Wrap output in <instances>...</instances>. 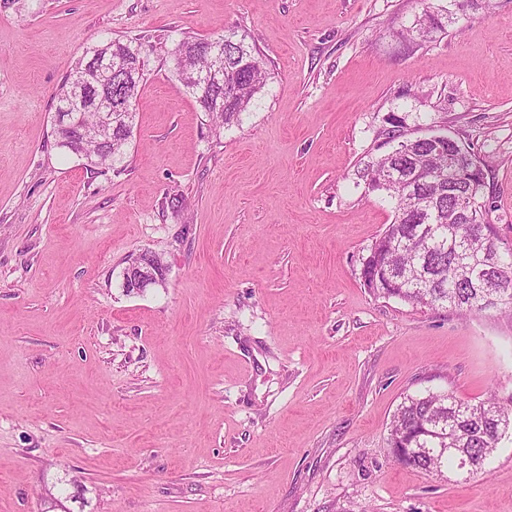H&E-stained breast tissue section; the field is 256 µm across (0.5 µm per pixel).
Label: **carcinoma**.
I'll return each instance as SVG.
<instances>
[{"mask_svg": "<svg viewBox=\"0 0 512 512\" xmlns=\"http://www.w3.org/2000/svg\"><path fill=\"white\" fill-rule=\"evenodd\" d=\"M435 28V19L427 14L401 29L400 36L411 43L428 38ZM216 39L224 43L223 82L187 83L188 73L208 66L207 48ZM105 52L134 64L123 90L131 106H136L148 72L146 52L134 39L108 38L92 48L91 56L80 61L74 74L59 86L56 112L67 119L55 124L53 133L60 148L91 157L94 166L110 168L124 159L128 140L121 137L123 129L113 132L110 144L78 136L79 128L94 126L99 120V110L81 109L77 99L86 97L97 84V61ZM170 57L178 80L216 130L240 124L241 116L250 111L270 79L259 52L232 30L213 39L185 37L170 50ZM386 123L389 128L383 144L390 150L365 162L360 174L365 183L381 187V194L392 205L393 222L371 246L365 267L382 266L395 285L388 288L382 283L372 292L429 309L450 308L461 315L488 310L484 301L491 297L496 299L493 308L511 312L512 287L486 288L462 273V266L495 252L498 271L492 272V277L512 282V247L500 246L494 226L484 218L485 173L467 174L474 154L445 134L406 137L405 118L395 114L389 115ZM400 165L415 174L413 186L391 177V171ZM450 179L455 180L453 193L478 205L467 224L452 219L456 202L448 196ZM510 430L512 412L502 407L493 393L478 404L448 392L408 395L390 423L391 454L396 462L425 473L441 475L453 468L460 475V456L487 461Z\"/></svg>", "mask_w": 512, "mask_h": 512, "instance_id": "1", "label": "carcinoma"}]
</instances>
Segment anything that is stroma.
I'll list each match as a JSON object with an SVG mask.
<instances>
[{"instance_id": "1", "label": "stroma", "mask_w": 512, "mask_h": 512, "mask_svg": "<svg viewBox=\"0 0 512 512\" xmlns=\"http://www.w3.org/2000/svg\"><path fill=\"white\" fill-rule=\"evenodd\" d=\"M446 3L0 0V512H512L511 435L467 478L388 445L405 396L512 399V318L361 275L393 212L359 172L392 113L476 153L512 246V0L399 38ZM228 29L271 77L217 133L168 52ZM108 37L149 74L123 161L91 168L54 96ZM144 251L166 284L126 294ZM424 16L425 18L422 22L420 21L422 17H418L409 26H404L400 31V36L413 44H418L414 43V39H427L433 30L437 28V23L430 14L424 13Z\"/></svg>"}]
</instances>
